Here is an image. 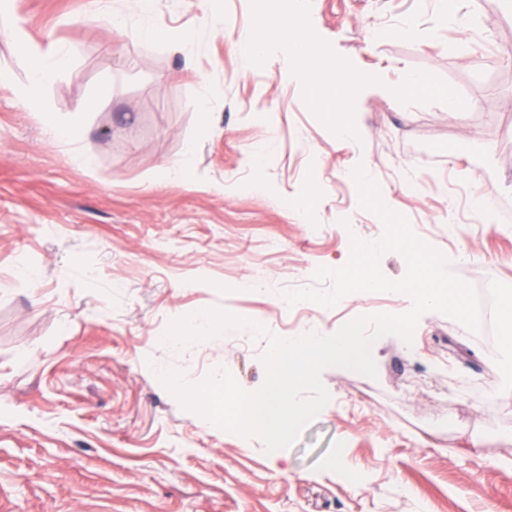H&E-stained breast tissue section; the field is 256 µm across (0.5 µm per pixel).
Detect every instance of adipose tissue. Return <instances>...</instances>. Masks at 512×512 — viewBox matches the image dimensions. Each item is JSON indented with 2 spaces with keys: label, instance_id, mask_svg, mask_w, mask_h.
Here are the masks:
<instances>
[{
  "label": "adipose tissue",
  "instance_id": "adipose-tissue-1",
  "mask_svg": "<svg viewBox=\"0 0 512 512\" xmlns=\"http://www.w3.org/2000/svg\"><path fill=\"white\" fill-rule=\"evenodd\" d=\"M236 46L250 56H278L281 74L290 73L301 79L310 90L314 106L345 111L356 81L328 68L324 57L313 48L306 20L299 13L289 14L279 39L271 40L260 31L251 30L239 36ZM20 47L29 60L30 84L35 88L48 82L68 62L64 50L55 44L40 47L24 41Z\"/></svg>",
  "mask_w": 512,
  "mask_h": 512
}]
</instances>
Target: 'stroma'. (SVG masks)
<instances>
[{
  "instance_id": "stroma-1",
  "label": "stroma",
  "mask_w": 512,
  "mask_h": 512,
  "mask_svg": "<svg viewBox=\"0 0 512 512\" xmlns=\"http://www.w3.org/2000/svg\"><path fill=\"white\" fill-rule=\"evenodd\" d=\"M11 5L70 62L25 108L28 62L0 25V512H512V9L458 0L451 29L441 0H303L316 47L358 80L344 142L307 86L236 46L281 0H154L157 44L138 35L139 0ZM210 7L221 32L201 24ZM407 72L431 90L399 95ZM45 112L80 136L52 139ZM187 154L189 174L167 176ZM358 166L454 275L495 291L496 342L424 313L411 342L374 343L377 378L325 369L329 403L269 453L160 374L224 368L252 393L270 337L411 308L399 292L285 298L344 266L352 237L382 236ZM209 312L222 331L170 343Z\"/></svg>"
}]
</instances>
